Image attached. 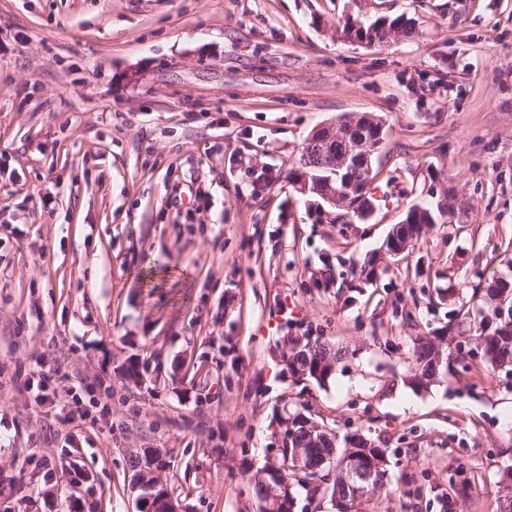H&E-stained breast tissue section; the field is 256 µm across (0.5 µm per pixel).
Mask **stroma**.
Instances as JSON below:
<instances>
[{
  "label": "stroma",
  "instance_id": "1",
  "mask_svg": "<svg viewBox=\"0 0 512 512\" xmlns=\"http://www.w3.org/2000/svg\"><path fill=\"white\" fill-rule=\"evenodd\" d=\"M409 19L383 46L345 24ZM384 122L369 212L297 192L312 131ZM453 202L408 252L415 206ZM512 0H0V512H137L161 449L181 512H260L299 411L388 450L366 512H495L512 388L458 368L408 385L415 337L512 269ZM341 350L296 379L295 337ZM62 369L60 424L26 379ZM110 412H103V405ZM166 465V459H163L158 451L148 448L144 450L142 455H136L132 460L131 468L133 474L135 473V479H138L142 484L139 494L144 497V503L149 509L161 497H168L174 500L167 486L161 483L158 477L159 471L164 469ZM144 470L147 471L148 476L152 474L147 480H143L146 478V475L143 474ZM150 499H152L151 503H149Z\"/></svg>",
  "mask_w": 512,
  "mask_h": 512
}]
</instances>
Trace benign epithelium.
<instances>
[{
	"instance_id": "1",
	"label": "benign epithelium",
	"mask_w": 512,
	"mask_h": 512,
	"mask_svg": "<svg viewBox=\"0 0 512 512\" xmlns=\"http://www.w3.org/2000/svg\"><path fill=\"white\" fill-rule=\"evenodd\" d=\"M356 122L344 117L317 127L309 142L315 148V154L303 155L299 166L298 188L300 192L312 191L319 194L324 201L333 206H356V195L361 187L347 177L338 184L333 175L338 171L352 168L358 164L362 168H371V157L378 151L382 143L383 126H377L378 135L373 140L361 139L352 135ZM314 166L326 167L331 172L327 177H317L310 173ZM387 459L375 460L370 456L353 458L347 470L343 472V480L348 489L345 500H336L337 512H356L349 508V500L356 502L366 498L372 489V480L377 471L386 466Z\"/></svg>"
}]
</instances>
